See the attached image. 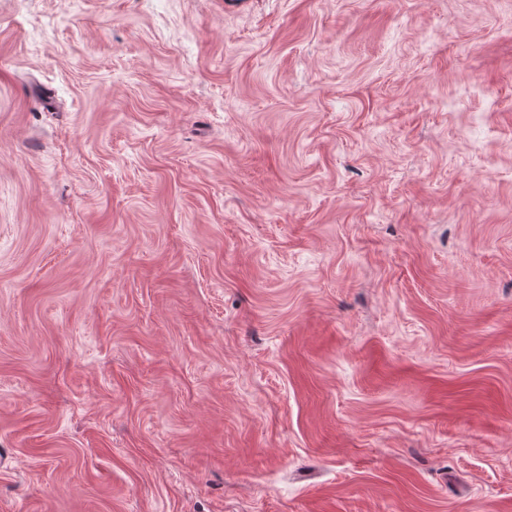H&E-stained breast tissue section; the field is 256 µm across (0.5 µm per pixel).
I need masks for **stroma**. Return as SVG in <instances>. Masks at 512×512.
<instances>
[{
    "instance_id": "35a3bbf8",
    "label": "stroma",
    "mask_w": 512,
    "mask_h": 512,
    "mask_svg": "<svg viewBox=\"0 0 512 512\" xmlns=\"http://www.w3.org/2000/svg\"><path fill=\"white\" fill-rule=\"evenodd\" d=\"M0 512H512V0H0Z\"/></svg>"
}]
</instances>
